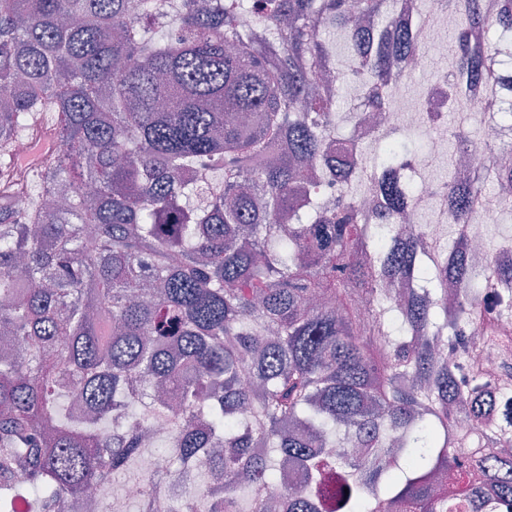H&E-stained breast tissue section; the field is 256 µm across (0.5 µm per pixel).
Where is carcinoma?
Here are the masks:
<instances>
[{"mask_svg": "<svg viewBox=\"0 0 512 512\" xmlns=\"http://www.w3.org/2000/svg\"><path fill=\"white\" fill-rule=\"evenodd\" d=\"M383 19L384 0H0V158L45 112L59 144L0 169V512L89 486L112 512L113 475L142 481L160 448L204 479L170 512H512V385L448 362L482 296L512 311V263L476 288L461 236L433 259L430 228L382 244L336 147L341 79L369 92L419 57L407 33L373 44ZM493 25L512 0L460 21L451 71L512 91L503 50L471 45ZM410 189L385 177L384 210ZM445 195L460 228L477 190Z\"/></svg>", "mask_w": 512, "mask_h": 512, "instance_id": "1", "label": "carcinoma"}]
</instances>
